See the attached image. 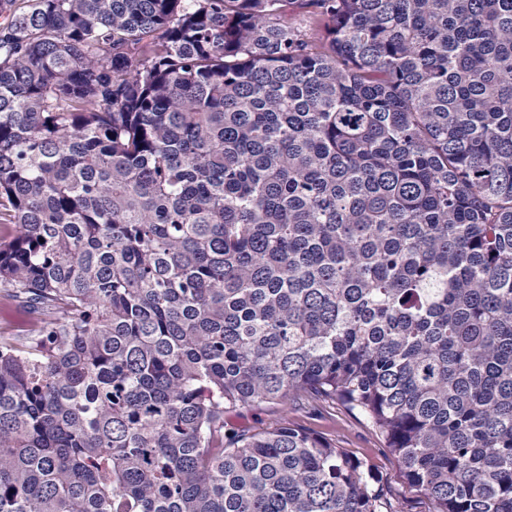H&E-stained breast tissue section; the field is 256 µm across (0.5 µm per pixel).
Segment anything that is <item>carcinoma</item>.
<instances>
[{
	"label": "carcinoma",
	"mask_w": 512,
	"mask_h": 512,
	"mask_svg": "<svg viewBox=\"0 0 512 512\" xmlns=\"http://www.w3.org/2000/svg\"><path fill=\"white\" fill-rule=\"evenodd\" d=\"M0 512H512V0H0ZM34 320L14 302L0 298V335L23 337ZM282 419L333 440L347 454L367 462L379 479L386 508L395 512L433 511L431 502L400 478L397 458L369 421L348 411L338 400L312 406L263 404L230 416L233 425L254 430L265 429Z\"/></svg>",
	"instance_id": "1"
}]
</instances>
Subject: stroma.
Here are the masks:
<instances>
[{
  "label": "stroma",
  "instance_id": "1",
  "mask_svg": "<svg viewBox=\"0 0 512 512\" xmlns=\"http://www.w3.org/2000/svg\"><path fill=\"white\" fill-rule=\"evenodd\" d=\"M282 419L333 440L347 454L367 462L379 479L386 506L393 512H433L431 502L400 478L396 457L369 421L348 411L340 401L312 406L263 404L230 417L233 425L254 430L267 428Z\"/></svg>",
  "mask_w": 512,
  "mask_h": 512
}]
</instances>
